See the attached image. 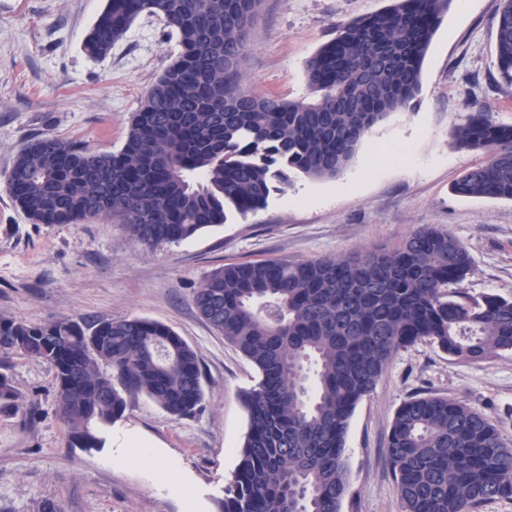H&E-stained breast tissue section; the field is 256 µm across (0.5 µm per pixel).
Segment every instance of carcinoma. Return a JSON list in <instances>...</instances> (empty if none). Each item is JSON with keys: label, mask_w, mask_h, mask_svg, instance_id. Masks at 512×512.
Here are the masks:
<instances>
[{"label": "carcinoma", "mask_w": 512, "mask_h": 512, "mask_svg": "<svg viewBox=\"0 0 512 512\" xmlns=\"http://www.w3.org/2000/svg\"><path fill=\"white\" fill-rule=\"evenodd\" d=\"M451 2L391 0L336 26L304 63L310 95L288 101L242 83L263 0H106L83 43L89 57H106L142 14L164 20L178 54L132 114L119 151L39 137L17 153L8 191L33 224L110 221L150 249L220 225L230 210L263 208L291 172L334 178L376 124L416 97ZM494 52L512 84V0H501ZM452 139L490 155L453 191L512 201V125L474 104ZM471 271L467 248L428 226L389 251L214 270L195 291L196 311L257 373L242 394L248 427L219 512H341L350 419L395 353L422 340L473 363L512 352V299L448 292ZM0 352L53 366L57 412L82 448L104 446L103 428L123 417L131 394L176 418L203 405L196 350L157 321L0 316ZM387 455L403 512H480L512 498V446L461 400L404 401Z\"/></svg>", "instance_id": "1"}]
</instances>
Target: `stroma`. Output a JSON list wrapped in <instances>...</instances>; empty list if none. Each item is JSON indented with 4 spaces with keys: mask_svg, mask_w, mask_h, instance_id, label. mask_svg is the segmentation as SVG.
<instances>
[{
    "mask_svg": "<svg viewBox=\"0 0 512 512\" xmlns=\"http://www.w3.org/2000/svg\"><path fill=\"white\" fill-rule=\"evenodd\" d=\"M389 0H264L248 31L243 83L254 94L308 96L303 63L336 27ZM105 0H0V315L34 323L56 318L145 317L170 326L198 353L204 402L188 418L145 395L128 398L105 448L71 445L56 411L54 370L21 355L0 358L17 393L0 409V512H217L247 430L240 392L252 364L198 315L193 295L230 263L288 262L395 248L424 225L448 230L469 251L464 296L512 299V201L461 198L452 182L485 164L486 153L451 144L471 105L512 125V85L499 76L494 41L499 0L451 4L422 67L410 108L364 138L337 177L291 175L264 209L229 213L224 224L153 249L120 225L34 224L8 194L4 175L32 137L57 136L94 152L122 148L133 112L179 51L164 21L141 16L102 60L83 42ZM431 392L457 398L495 420L512 442V353L474 364L420 341L390 360L350 419L348 490L341 512H403L386 455L399 406ZM148 444L190 493L179 496L150 470L118 464L130 440Z\"/></svg>",
    "mask_w": 512,
    "mask_h": 512,
    "instance_id": "1",
    "label": "stroma"
}]
</instances>
